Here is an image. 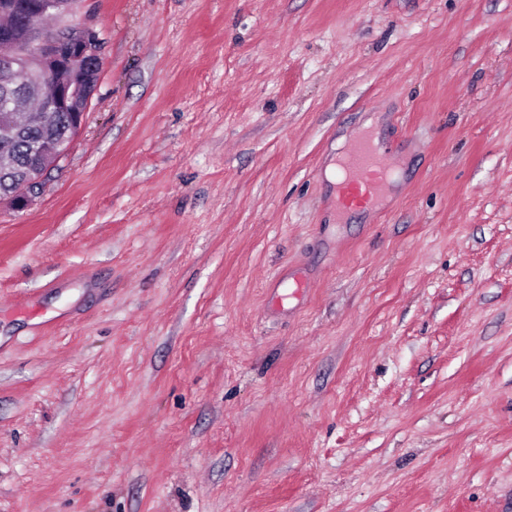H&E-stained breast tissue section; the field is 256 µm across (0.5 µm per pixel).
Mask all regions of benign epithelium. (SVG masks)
Here are the masks:
<instances>
[{"mask_svg": "<svg viewBox=\"0 0 512 512\" xmlns=\"http://www.w3.org/2000/svg\"><path fill=\"white\" fill-rule=\"evenodd\" d=\"M75 0H41L24 12L20 31L0 30V88L16 105L19 98L33 94L41 103L43 137L32 148V168L16 175L12 208L29 206L38 194V171L49 170L65 157L64 147L55 128L48 124L51 113H63L68 136L74 137L81 126L101 76L103 39L96 29L66 22L48 30L44 19L58 14L67 18ZM26 122L21 112H9L0 122V139L9 141L13 131Z\"/></svg>", "mask_w": 512, "mask_h": 512, "instance_id": "1", "label": "benign epithelium"}]
</instances>
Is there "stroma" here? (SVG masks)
Returning a JSON list of instances; mask_svg holds the SVG:
<instances>
[{
    "mask_svg": "<svg viewBox=\"0 0 512 512\" xmlns=\"http://www.w3.org/2000/svg\"><path fill=\"white\" fill-rule=\"evenodd\" d=\"M81 128L0 205V512H512V0H76ZM397 165L336 211L356 132Z\"/></svg>",
    "mask_w": 512,
    "mask_h": 512,
    "instance_id": "obj_1",
    "label": "stroma"
}]
</instances>
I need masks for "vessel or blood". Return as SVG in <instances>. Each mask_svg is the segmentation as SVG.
Listing matches in <instances>:
<instances>
[{
	"label": "vessel or blood",
	"mask_w": 512,
	"mask_h": 512,
	"mask_svg": "<svg viewBox=\"0 0 512 512\" xmlns=\"http://www.w3.org/2000/svg\"><path fill=\"white\" fill-rule=\"evenodd\" d=\"M343 179L336 197L337 210L373 205L383 188L389 168L364 138L354 140L352 150L342 163Z\"/></svg>",
	"instance_id": "b4317fda"
}]
</instances>
